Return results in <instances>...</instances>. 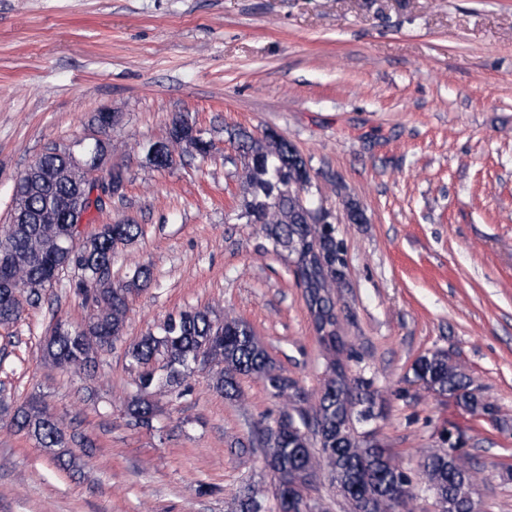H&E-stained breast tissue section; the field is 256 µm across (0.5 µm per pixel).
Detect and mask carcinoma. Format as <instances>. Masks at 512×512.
<instances>
[{
    "label": "carcinoma",
    "instance_id": "obj_1",
    "mask_svg": "<svg viewBox=\"0 0 512 512\" xmlns=\"http://www.w3.org/2000/svg\"><path fill=\"white\" fill-rule=\"evenodd\" d=\"M229 139L241 166L242 213L276 254L293 263L317 339L329 355L320 391L310 401L308 393L270 357L248 322L229 316L217 321L208 309L191 308L168 315L157 330L128 346L126 356L138 367V395L128 401L126 415L139 426H150L154 405L149 391L181 386L189 368L207 354L216 368L212 388L224 398L241 399L240 378L254 376L271 397L283 402L279 417L259 431L266 467L283 477L276 486L281 512H313L316 505L310 492L323 467L349 512H390L396 501L401 504L399 512H413L417 494L412 476L366 428V419L384 417L374 380L348 372L340 358L345 353L352 359V351L343 349L336 318L346 269V261L336 259L343 247L336 228L320 223L302 204L299 169L288 163L286 144L279 136L266 133L259 138L238 128ZM165 147L162 158L150 159L158 169L170 167L178 149L203 157L210 143L179 113L172 118ZM84 186L85 173L71 163L65 150L55 148L34 162L30 176L14 191L12 211L31 220L0 226V326L20 317L19 293L26 294L31 306L41 303L43 290L53 286L49 270L75 267L82 272L75 292L93 313L79 324V335L60 330L58 323L44 337L41 357L52 369L96 367L98 356L111 350L122 335L132 292L151 280L147 266L137 267L122 285L114 286L110 280L115 248L141 234L140 225L133 222L106 224L77 252L67 250L72 223L92 209L85 202ZM413 375L425 390L453 399L470 415L496 420L494 405L472 386L448 352L434 350L419 356ZM8 425L49 450L59 465H74L69 445L75 435L40 401L32 399L17 407ZM420 477L438 512H477L476 476L469 457L450 455L441 447L425 458ZM238 501L239 512H261L259 493L249 486L239 491Z\"/></svg>",
    "mask_w": 512,
    "mask_h": 512
}]
</instances>
